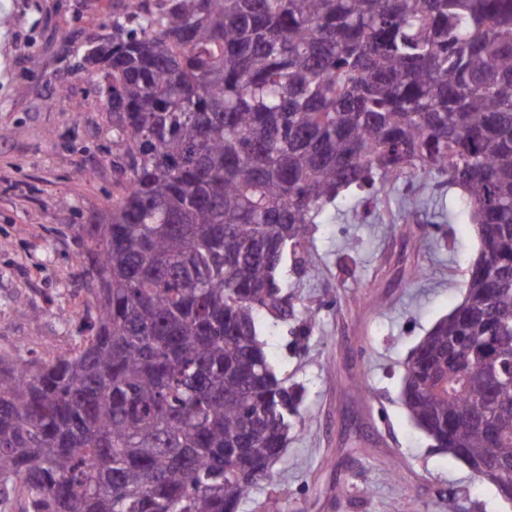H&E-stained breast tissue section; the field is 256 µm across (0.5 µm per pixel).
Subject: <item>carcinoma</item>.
Listing matches in <instances>:
<instances>
[{
	"instance_id": "obj_1",
	"label": "carcinoma",
	"mask_w": 512,
	"mask_h": 512,
	"mask_svg": "<svg viewBox=\"0 0 512 512\" xmlns=\"http://www.w3.org/2000/svg\"><path fill=\"white\" fill-rule=\"evenodd\" d=\"M82 68L120 193L74 228L89 335L0 356V502L237 512L297 416L257 323L288 248L352 186L462 190L485 264L404 374L416 424L512 469V0H125Z\"/></svg>"
}]
</instances>
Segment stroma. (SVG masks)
<instances>
[{"label": "stroma", "mask_w": 512, "mask_h": 512, "mask_svg": "<svg viewBox=\"0 0 512 512\" xmlns=\"http://www.w3.org/2000/svg\"><path fill=\"white\" fill-rule=\"evenodd\" d=\"M122 4L0 0V355L48 360L82 334L89 295L70 227L111 208L119 148L79 61L87 44L111 37ZM79 169L86 178H75ZM458 194L414 176L395 184L385 206L371 188L350 189L311 227L312 266L285 260L294 314L262 317L259 331L299 395L300 417L271 479L238 512H265L272 500L282 512H447L452 500L459 512H512L494 486L436 448L401 402L408 356L462 301L480 249L466 217L451 222L434 209ZM413 200L408 223H391V211Z\"/></svg>", "instance_id": "35a3bbf8"}]
</instances>
